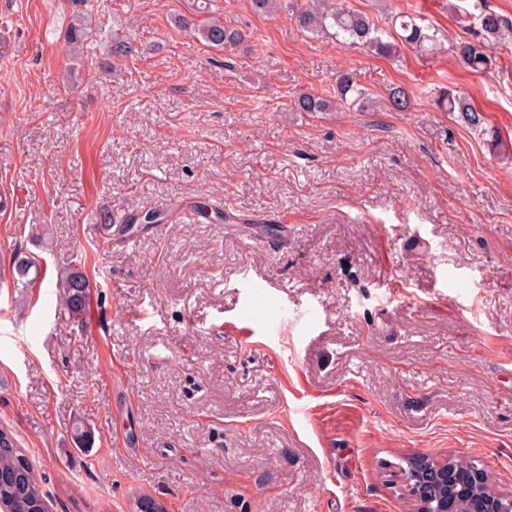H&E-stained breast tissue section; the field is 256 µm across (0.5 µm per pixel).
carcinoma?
<instances>
[{
	"label": "carcinoma",
	"mask_w": 512,
	"mask_h": 512,
	"mask_svg": "<svg viewBox=\"0 0 512 512\" xmlns=\"http://www.w3.org/2000/svg\"><path fill=\"white\" fill-rule=\"evenodd\" d=\"M252 6L264 15L285 12L304 32L324 35L342 44L358 45L381 57L395 56L399 45L404 43L422 53L431 52L436 46L431 27L418 24L415 18L405 14L393 16L391 26L399 28V31L391 34L371 14L349 7L347 0H252ZM173 22L184 32L203 40L207 46L220 50L236 48L246 40L243 31L224 24L215 15L202 22L178 15ZM473 27L477 28L475 37L457 43L454 53L468 70L482 74L496 64V59L487 53V44L503 39L507 26L500 15L483 9L474 16ZM379 105L390 110H405L410 107L411 98L404 87L397 86L388 89L387 97L379 103L361 85L356 73L346 71L337 75L333 94L304 93L294 101L296 111L310 114L354 107L364 111ZM435 105L439 111L457 117L471 128L481 129L490 136L487 144L491 147L500 146L497 132L483 128L481 114L461 92L445 89L439 92ZM34 267V259L27 256L16 258V282L24 288L31 287L36 281L30 277ZM74 275L73 269L61 273L55 288L70 308L79 313L86 306L90 282L84 280L83 295L78 298L73 290ZM0 501L8 503L13 512H46L47 508L46 493L32 462L12 432L3 428H0ZM131 506L133 512H168L161 500L147 494L134 496Z\"/></svg>",
	"instance_id": "carcinoma-1"
}]
</instances>
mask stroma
Segmentation results:
<instances>
[{
    "label": "stroma",
    "mask_w": 512,
    "mask_h": 512,
    "mask_svg": "<svg viewBox=\"0 0 512 512\" xmlns=\"http://www.w3.org/2000/svg\"><path fill=\"white\" fill-rule=\"evenodd\" d=\"M193 2L0 0V428L51 512H409L406 460L448 454L512 493V47L479 75L451 50L459 13L512 26V0H349L433 26L394 58L251 0H213L251 35L219 52L174 26ZM342 70L411 107L294 109ZM448 86L499 149L435 109ZM71 267L96 329L55 288Z\"/></svg>",
    "instance_id": "1"
}]
</instances>
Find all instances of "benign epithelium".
<instances>
[{"instance_id":"7a95c632","label":"benign epithelium","mask_w":512,"mask_h":512,"mask_svg":"<svg viewBox=\"0 0 512 512\" xmlns=\"http://www.w3.org/2000/svg\"><path fill=\"white\" fill-rule=\"evenodd\" d=\"M411 512H509L512 494L497 491L486 472L456 467V458H410L403 469Z\"/></svg>"}]
</instances>
